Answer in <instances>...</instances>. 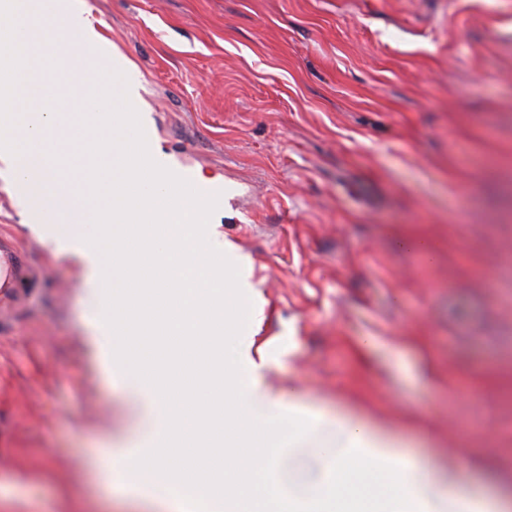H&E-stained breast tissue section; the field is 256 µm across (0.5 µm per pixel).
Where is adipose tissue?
<instances>
[{
  "label": "adipose tissue",
  "mask_w": 512,
  "mask_h": 512,
  "mask_svg": "<svg viewBox=\"0 0 512 512\" xmlns=\"http://www.w3.org/2000/svg\"><path fill=\"white\" fill-rule=\"evenodd\" d=\"M111 71V54L75 0H0V172L10 176L32 233L54 252L79 256L102 333H111L114 314H122L114 375L138 362L157 366L144 344L149 335L176 340L168 370L179 369L186 354L201 361L182 392L191 413L170 412L162 375L139 382L145 426L134 445L143 462L135 471L113 463V487L162 512H512L511 492L464 477L456 459L439 466L402 452L397 438L363 419L264 390L262 365L248 340L225 358L221 269L234 251L215 225L194 219L193 206L167 205L180 180L160 158L144 113L134 116L140 127L134 159L115 166L124 144L122 124L109 110ZM32 90L37 109L18 120L17 102ZM135 174L167 228L163 239H146L175 290L162 314L115 293L140 275L138 257L116 254L110 274L100 272L101 244L111 240L113 225L145 226L140 200L124 198ZM84 224L98 225V237L85 236ZM287 416L297 428L271 435L270 427ZM228 417L241 419L248 451L225 469L219 485L205 473L209 459L221 453L213 435ZM160 419L168 430L191 437L198 456H179L158 438L154 424Z\"/></svg>",
  "instance_id": "ef3b65f1"
}]
</instances>
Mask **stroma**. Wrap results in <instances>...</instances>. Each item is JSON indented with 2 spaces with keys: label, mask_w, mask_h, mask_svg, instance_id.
I'll list each match as a JSON object with an SVG mask.
<instances>
[{
  "label": "stroma",
  "mask_w": 512,
  "mask_h": 512,
  "mask_svg": "<svg viewBox=\"0 0 512 512\" xmlns=\"http://www.w3.org/2000/svg\"><path fill=\"white\" fill-rule=\"evenodd\" d=\"M79 3L138 76L113 113L148 112L189 196L224 188V278L254 286L225 352L253 337L267 387L512 484V0ZM0 257L22 273L0 288V512H131L114 340L1 174Z\"/></svg>",
  "instance_id": "stroma-1"
}]
</instances>
